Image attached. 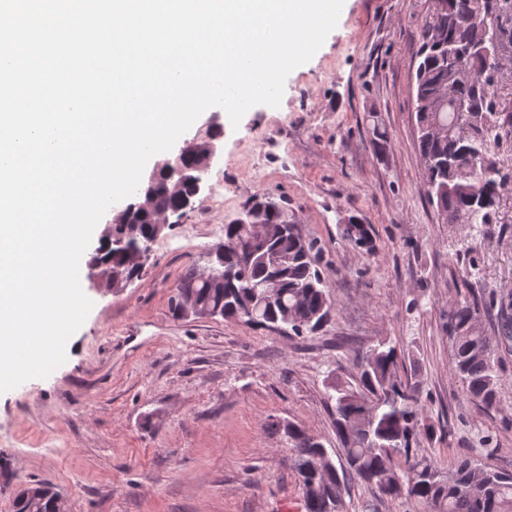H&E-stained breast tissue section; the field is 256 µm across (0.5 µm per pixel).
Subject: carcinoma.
Masks as SVG:
<instances>
[{
	"instance_id": "cac0c4a2",
	"label": "carcinoma",
	"mask_w": 512,
	"mask_h": 512,
	"mask_svg": "<svg viewBox=\"0 0 512 512\" xmlns=\"http://www.w3.org/2000/svg\"><path fill=\"white\" fill-rule=\"evenodd\" d=\"M447 8L425 28L412 84L417 121V146L429 201L440 213L469 216L477 233L493 223L500 207L499 170L489 137L512 130V110L499 103L494 75L501 67L502 33L487 22L498 0H445ZM470 75L451 90L448 111L441 118L453 129L437 136L431 131L436 113L429 104L451 73ZM177 193L159 190L151 210L136 224H112L90 261L139 278L140 250L154 233L160 215L175 208ZM263 228V251L243 259L249 243L237 224L224 225V279L201 281L198 265L180 275L175 291L194 299L203 318L237 319L268 328L286 327L302 338L326 326L334 304L316 264L314 247L269 199L252 207ZM343 236L356 247L375 250L371 227L355 217L342 225ZM272 253L276 261L265 255ZM468 268L459 278L468 296L448 313L449 363L467 393L489 409L501 403L500 352L512 349V294H475ZM277 285L274 297L264 287ZM492 322L495 337L481 327ZM404 351L381 340L358 358L355 385L327 377L336 438L341 447L329 450L302 426L285 427L293 451L304 512H342L345 475L356 476L379 495L420 502L431 512H512V471L482 467L467 455L454 458L443 470L412 447L423 433L430 435L420 407L418 385L400 373ZM34 496L16 499V512H56L50 489L31 486Z\"/></svg>"
}]
</instances>
